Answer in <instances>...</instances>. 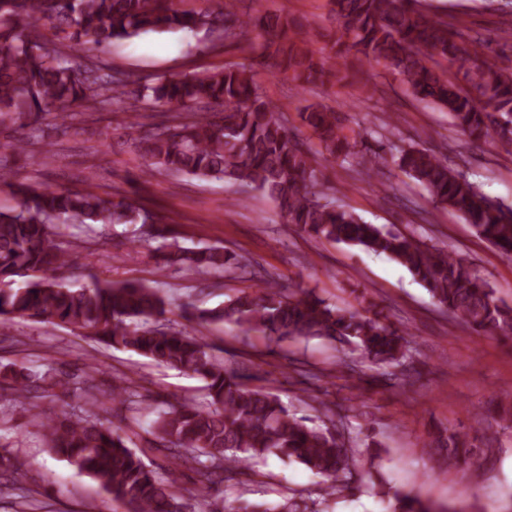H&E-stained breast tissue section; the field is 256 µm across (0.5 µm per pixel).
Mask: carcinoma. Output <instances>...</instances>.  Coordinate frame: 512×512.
<instances>
[{
    "mask_svg": "<svg viewBox=\"0 0 512 512\" xmlns=\"http://www.w3.org/2000/svg\"><path fill=\"white\" fill-rule=\"evenodd\" d=\"M188 0H0V125L29 134L0 144V186L14 204L0 206V321L28 318L116 349L134 351L154 363L199 377L204 399L169 404L156 411L146 441L164 450L174 470L188 468L203 489L253 471L273 455L305 465L323 478L328 499L351 490L339 473L356 465L359 448L337 426H317L297 416L279 396L249 387L237 368L200 336L164 323L167 302L152 286L89 275L75 288L56 272L77 264L79 252L57 239L55 225L86 229L101 224H151L150 238L164 266L191 275L242 270L258 281L217 308L181 306L183 317L204 326L224 324L247 335L261 330L289 339H327L347 346L352 357L344 377L361 381L357 359L368 358L391 386L410 383L396 370L411 359L408 333L379 312L369 316L354 306H338L302 289L277 287L242 255L222 245L189 248L173 234L174 220L135 198L111 200L88 190L59 189L14 180L5 154L33 156L43 138L42 121L51 115L66 124V107L85 104L91 116L114 103H128V136L145 146L144 173H172L208 180H233L259 191L278 206L287 223L318 241L359 246L384 254L421 282L436 303L481 335H512V305L456 256L438 254L415 233L385 230L350 209L328 201L316 156L339 159L360 175L380 173L384 158L364 143L367 135L343 125L335 107L310 104L300 112L318 142L305 151L278 116L256 79L266 59L303 84L342 79L353 61L395 71L410 94L448 113L455 131L470 139L492 136L512 155V71L486 59L493 40L469 36L426 13L421 0H329L334 27L327 34V57L316 60L306 46L303 25L288 15L243 17L233 0L217 9L196 10ZM259 30L268 54L247 63L173 77L143 85L141 78L109 67L91 52L147 32H202L211 43L240 42ZM397 165L431 201L461 215L476 233L501 252L512 254V207L482 193L457 166L433 151L410 147ZM96 368L69 378L51 362L44 369L7 368L0 385L20 403L38 392L60 391L84 401L79 412L41 415L51 451L77 471L97 480L125 512H184L178 478L157 480L138 451L135 431L122 432L99 412L109 402L137 412L148 404L127 377L108 392H96ZM446 449L448 465L466 441L457 432L429 440L425 448ZM394 512H464L411 494H394Z\"/></svg>",
    "mask_w": 512,
    "mask_h": 512,
    "instance_id": "1",
    "label": "carcinoma"
}]
</instances>
